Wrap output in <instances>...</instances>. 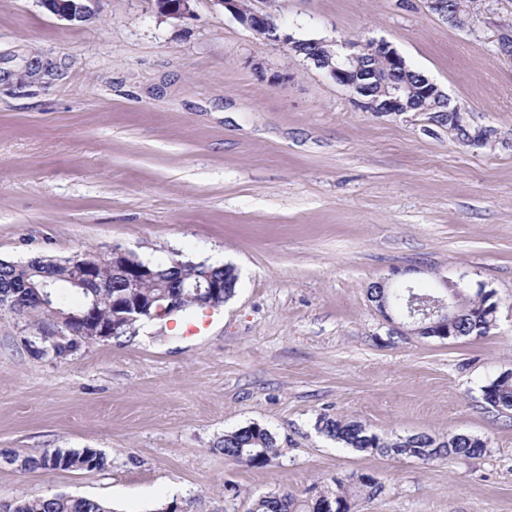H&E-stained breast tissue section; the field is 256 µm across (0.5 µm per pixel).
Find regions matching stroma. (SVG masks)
Wrapping results in <instances>:
<instances>
[{"instance_id": "stroma-1", "label": "stroma", "mask_w": 512, "mask_h": 512, "mask_svg": "<svg viewBox=\"0 0 512 512\" xmlns=\"http://www.w3.org/2000/svg\"><path fill=\"white\" fill-rule=\"evenodd\" d=\"M273 10L277 40L213 0L183 19L153 0H100L76 25L40 0H0V259L118 246L239 275L197 334L169 317L63 358L0 310V502L67 493L115 512H247L268 493L301 503L370 474L382 490L355 512H512V411L481 392L512 370V64L497 51L512 0H480L471 29L426 0ZM288 34L390 42L498 145L462 146L419 113L359 110L288 52ZM396 269L417 288L493 292L495 325L454 341L393 332L367 290ZM324 417L486 446L431 464L369 455L326 437ZM250 424L276 439L261 468L217 447ZM55 448L98 449L110 465L4 460Z\"/></svg>"}]
</instances>
